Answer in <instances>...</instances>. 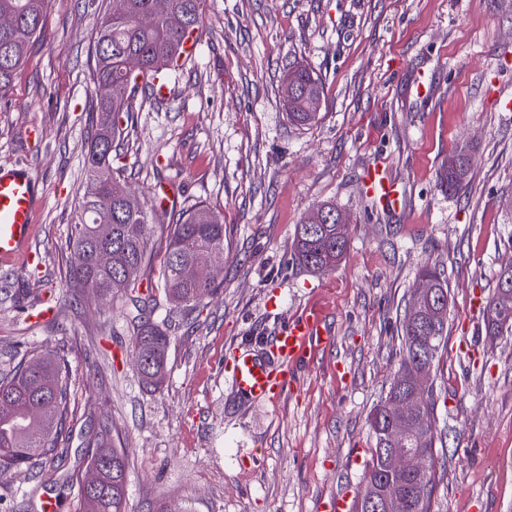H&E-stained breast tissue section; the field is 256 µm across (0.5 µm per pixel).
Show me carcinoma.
Listing matches in <instances>:
<instances>
[{"label":"carcinoma","mask_w":512,"mask_h":512,"mask_svg":"<svg viewBox=\"0 0 512 512\" xmlns=\"http://www.w3.org/2000/svg\"><path fill=\"white\" fill-rule=\"evenodd\" d=\"M201 0H100L98 37L91 50L89 71L94 86V134L85 154V185L81 215L70 233L74 259L69 276L78 285L95 280L103 296L122 290L136 280L147 260V244L152 217L145 208L124 207L121 195L126 187L112 168V149L122 134L121 118L134 111L137 78L150 84L161 72L179 67L182 45L202 23ZM11 24L0 26V97L8 95L15 75L24 63L33 41L48 30L47 0H0V18ZM288 75L298 87L288 100V117L303 125L315 122L324 87L308 66L288 65ZM469 166L445 169L440 187L448 192L462 188ZM323 219L307 227L308 217L296 225L293 246L300 265L312 272L336 268L348 246V229L336 224V205L315 209ZM100 251L111 255L110 264L97 260ZM214 255H224L223 218L206 204H198L175 224L159 278L169 299L179 306L195 307L216 290L215 280L207 277L204 266ZM419 280L432 281L448 289V280L436 266H424ZM512 293V271L499 270L495 292L487 300L485 332L502 336L512 332L498 309L502 294ZM448 317L437 318L436 328L416 329L408 316L401 323L402 359L399 371L384 399L374 407L370 426L374 438L371 462L364 475L363 489L377 487L387 493H401L406 512H431L435 492L434 475H389L381 458L387 448L386 428L390 423L393 397L418 395L413 419L424 429L409 434L406 447L427 457L435 447L433 385L419 391L401 380L418 376L426 365L440 360L448 343ZM170 338L166 331L148 320L139 325L136 361L142 381L156 387L162 383L167 367ZM69 406V368L55 356L32 353L9 373L0 377V482L25 469L43 472L50 466L58 474L40 484L62 488L69 476L63 467L71 449L58 447ZM87 468L98 474L92 488L79 486L80 512H127L126 459L112 446L111 428L103 425L87 448Z\"/></svg>","instance_id":"obj_1"}]
</instances>
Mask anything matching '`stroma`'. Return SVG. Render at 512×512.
Here are the masks:
<instances>
[{"mask_svg":"<svg viewBox=\"0 0 512 512\" xmlns=\"http://www.w3.org/2000/svg\"><path fill=\"white\" fill-rule=\"evenodd\" d=\"M195 56L156 98L141 87L113 167L151 213L150 320L171 337L160 388L135 362L140 323L123 292L104 299L69 278L84 147L93 134L88 57L92 0H48L0 100V166L40 181L31 244L39 264L0 270V373L37 349L64 355L69 427L87 448L99 425L127 461V512H329L359 494L373 444L369 415L398 370L399 322L424 265L449 285L448 346L431 372L436 430L432 512H512V334L489 337L472 314L512 260V0H202ZM307 62L322 77L318 120L296 125L282 72ZM467 147L466 185L446 193L442 165ZM387 166L402 191L384 212L361 191L364 169ZM224 219L217 293L191 315L158 284L167 236L198 203ZM325 202L349 222L336 269L304 271L292 243ZM278 296L281 306L266 301ZM50 305L51 319L29 322ZM320 308L332 341L296 369L271 403L245 404L224 364L263 352L283 321ZM31 472L0 483V512H40Z\"/></svg>","mask_w":512,"mask_h":512,"instance_id":"stroma-1","label":"stroma"}]
</instances>
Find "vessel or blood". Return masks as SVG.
I'll return each instance as SVG.
<instances>
[{"mask_svg": "<svg viewBox=\"0 0 512 512\" xmlns=\"http://www.w3.org/2000/svg\"><path fill=\"white\" fill-rule=\"evenodd\" d=\"M361 185L382 210H397L401 192L388 170L379 163L367 167ZM39 182L24 168H0V265H31L38 257L30 247L33 213L39 203ZM329 332L318 310L305 311L270 342L278 367L248 350L238 351L225 365L224 376L237 395L247 402H272L293 383L294 364L303 361L315 346L328 343Z\"/></svg>", "mask_w": 512, "mask_h": 512, "instance_id": "b4317fda", "label": "vessel or blood"}]
</instances>
